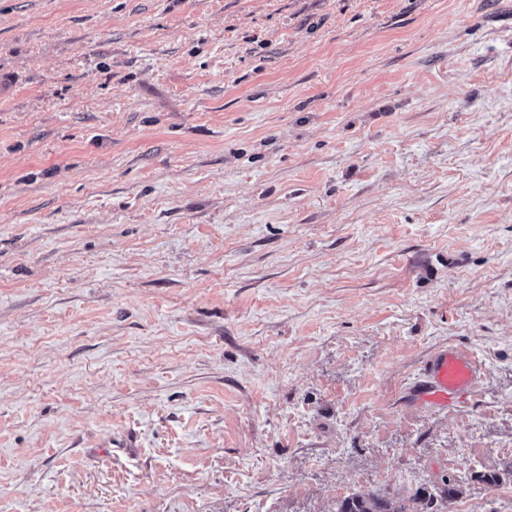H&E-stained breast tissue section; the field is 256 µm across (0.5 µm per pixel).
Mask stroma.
Segmentation results:
<instances>
[{"instance_id":"obj_1","label":"stroma","mask_w":512,"mask_h":512,"mask_svg":"<svg viewBox=\"0 0 512 512\" xmlns=\"http://www.w3.org/2000/svg\"><path fill=\"white\" fill-rule=\"evenodd\" d=\"M2 74L0 512H512V0H0ZM481 377V366L471 352L458 348L432 353L413 396L419 404L443 408L462 402ZM439 493L417 491L409 503L395 501L387 495L372 492H355L336 501L332 512H445V503L459 494V480L452 476L442 477Z\"/></svg>"}]
</instances>
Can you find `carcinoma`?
Masks as SVG:
<instances>
[{
	"mask_svg": "<svg viewBox=\"0 0 512 512\" xmlns=\"http://www.w3.org/2000/svg\"><path fill=\"white\" fill-rule=\"evenodd\" d=\"M441 482L439 493L418 491L407 503L376 491L355 492L336 501L333 512H442L445 503L459 494V480L447 476Z\"/></svg>",
	"mask_w": 512,
	"mask_h": 512,
	"instance_id": "1",
	"label": "carcinoma"
}]
</instances>
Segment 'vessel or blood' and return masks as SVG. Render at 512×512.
<instances>
[{"label":"vessel or blood","mask_w":512,"mask_h":512,"mask_svg":"<svg viewBox=\"0 0 512 512\" xmlns=\"http://www.w3.org/2000/svg\"><path fill=\"white\" fill-rule=\"evenodd\" d=\"M481 377V366L469 351L448 348L432 353L422 380L416 383V402L443 408L462 402Z\"/></svg>","instance_id":"obj_1"}]
</instances>
